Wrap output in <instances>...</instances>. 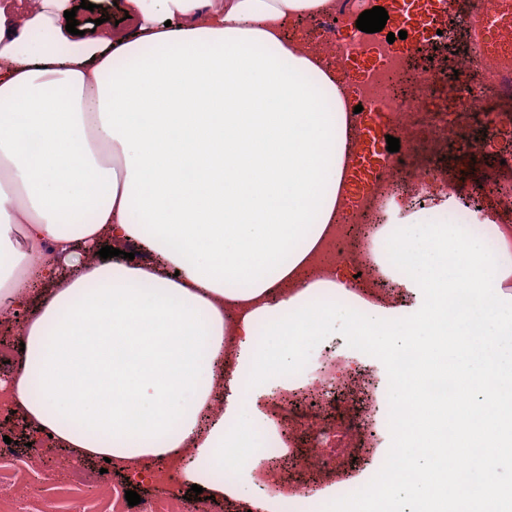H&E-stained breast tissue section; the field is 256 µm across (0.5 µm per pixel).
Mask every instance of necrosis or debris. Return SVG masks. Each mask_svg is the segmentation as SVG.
I'll return each instance as SVG.
<instances>
[{
  "label": "necrosis or debris",
  "instance_id": "necrosis-or-debris-1",
  "mask_svg": "<svg viewBox=\"0 0 512 512\" xmlns=\"http://www.w3.org/2000/svg\"><path fill=\"white\" fill-rule=\"evenodd\" d=\"M430 12L432 28L427 38L410 46L400 41L365 44L342 36L334 22L322 23L316 31L315 43L336 64L355 55L375 58V66L360 80L352 102L367 112L385 111L386 131L404 144L402 152L391 155L384 168L372 173L358 198L347 194L340 198L339 213L353 214L356 223H374L375 207L385 194L401 191L422 198L452 189L454 174L444 162L449 136H456L467 152L484 146L483 141L470 137L478 123L488 126L497 139L512 138V0H469L470 44L457 61L455 79H448L445 70L420 67L407 71L406 93L389 88V74L402 68L408 57L422 54L429 44L447 43V7L441 0H432ZM481 185V195L496 199L502 219L512 218L511 152L493 158ZM326 247L327 260L316 267V277L328 276L331 266L348 265L356 274L350 289L370 297L369 284L376 277L371 237L357 238L340 227ZM61 476L66 479L63 488L71 495L73 512H96V504L83 498L81 489L88 484L105 487V477L76 470L66 458L48 476L47 486L30 492L17 487L11 465L0 464V512H58L55 483Z\"/></svg>",
  "mask_w": 512,
  "mask_h": 512
}]
</instances>
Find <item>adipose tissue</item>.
Instances as JSON below:
<instances>
[{"label": "adipose tissue", "mask_w": 512, "mask_h": 512, "mask_svg": "<svg viewBox=\"0 0 512 512\" xmlns=\"http://www.w3.org/2000/svg\"><path fill=\"white\" fill-rule=\"evenodd\" d=\"M69 0H0V313L25 345L0 405L134 483L233 498L270 417L243 364L264 322L307 301L398 317L340 272L307 270L336 221L351 85L301 17L335 0H125L126 28L74 45ZM138 242L150 260L79 259ZM65 256L59 273L46 246ZM356 497L255 512H370Z\"/></svg>", "instance_id": "adipose-tissue-1"}]
</instances>
